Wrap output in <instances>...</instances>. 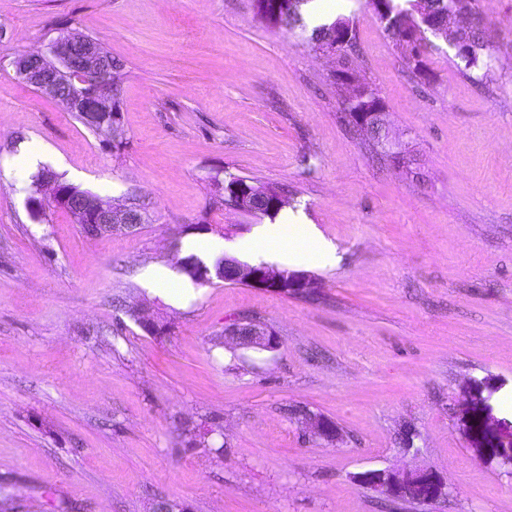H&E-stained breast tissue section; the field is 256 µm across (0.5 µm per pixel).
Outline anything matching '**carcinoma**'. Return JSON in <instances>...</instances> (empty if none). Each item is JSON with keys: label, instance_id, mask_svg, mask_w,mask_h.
<instances>
[{"label": "carcinoma", "instance_id": "1", "mask_svg": "<svg viewBox=\"0 0 512 512\" xmlns=\"http://www.w3.org/2000/svg\"><path fill=\"white\" fill-rule=\"evenodd\" d=\"M310 0H281L278 11L267 15L261 0H252L258 20L270 27L292 31L304 26L305 6ZM404 8L396 0H371L381 23L393 45L400 52L406 65L422 77H429L425 54L428 48L426 34L446 41L455 56L465 63L466 69H483L490 72V64L484 58L483 21L474 9V0H407ZM353 29L348 17L312 28L308 43L315 52L329 46L337 39L338 32ZM382 98L369 83L362 82L348 91L340 101L343 114L375 112L381 106ZM219 193L227 207H236L246 212L263 209L267 188L283 193V190L253 178L229 176L217 182Z\"/></svg>", "mask_w": 512, "mask_h": 512}]
</instances>
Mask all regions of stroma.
<instances>
[{
	"label": "stroma",
	"mask_w": 512,
	"mask_h": 512,
	"mask_svg": "<svg viewBox=\"0 0 512 512\" xmlns=\"http://www.w3.org/2000/svg\"><path fill=\"white\" fill-rule=\"evenodd\" d=\"M492 74L446 42L430 80L403 61L368 0H327L354 20L351 69L377 89L416 174L381 160L339 113L337 61L302 30L268 28L252 0H0V512H385L357 473L431 468L452 494L409 512H512V465L479 460L469 395L512 431V0H475ZM95 39L116 73L122 137L83 126L15 73L61 30ZM43 167L113 204L137 198V230L81 234L47 198ZM283 188L275 216L221 206L229 176ZM302 216L337 247L303 264L318 300L215 278L179 300L144 288L190 240L234 244ZM164 317L144 332L133 308ZM257 318L274 350L224 329ZM298 407L336 423L314 438ZM212 428L207 442L191 438Z\"/></svg>",
	"instance_id": "stroma-1"
}]
</instances>
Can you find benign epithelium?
<instances>
[{"label":"benign epithelium","mask_w":512,"mask_h":512,"mask_svg":"<svg viewBox=\"0 0 512 512\" xmlns=\"http://www.w3.org/2000/svg\"><path fill=\"white\" fill-rule=\"evenodd\" d=\"M13 66L21 79L41 94L62 102L66 110L84 113L100 130L117 131L120 120L112 114V88L115 87L112 59L96 41L69 32L51 43L48 53L27 52L13 60ZM83 89L72 90L74 82ZM361 125L376 130L373 141L393 164L408 166L405 144L393 139L389 131L387 109L362 116ZM40 190L55 198H62L77 213L88 215L89 223L99 224L111 232L132 230L146 222L145 212H132L128 207H117L111 201L91 195L67 194L50 171L38 178ZM224 266L237 270L236 279L254 288L266 289L281 280H288V291L304 297L314 288L308 275L291 272L278 276L267 268L252 267L231 257H224ZM139 326L152 336H164L168 325L158 319L137 318ZM224 334L240 338L246 336L255 341L261 350H273L277 341L265 324L257 319H242L224 328ZM461 419L464 426L472 429L471 449L480 459L494 454L512 462V436L504 439L485 418L475 410L463 408ZM313 433L328 441L338 439V432L326 419L309 417ZM356 479L382 497L415 500L432 504L445 498L450 484L433 469L393 470L381 469L360 473Z\"/></svg>","instance_id":"1"}]
</instances>
